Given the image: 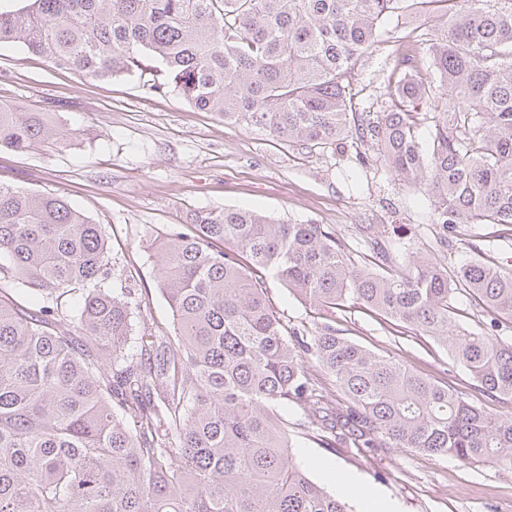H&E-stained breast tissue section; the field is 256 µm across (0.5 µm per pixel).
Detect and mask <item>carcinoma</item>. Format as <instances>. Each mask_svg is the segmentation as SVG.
<instances>
[{"mask_svg": "<svg viewBox=\"0 0 512 512\" xmlns=\"http://www.w3.org/2000/svg\"><path fill=\"white\" fill-rule=\"evenodd\" d=\"M19 2L0 10V45L97 79L149 57L163 66L152 89L226 122L312 151L372 148L433 192L443 248L459 224H512V0H410L439 22L432 77L398 45L374 116L355 107L351 66L401 0ZM75 136L49 112L0 105V148ZM360 232L368 258L326 224L196 211L148 245L167 332L137 325L141 304L102 286L113 275L102 225L61 197L0 185V512H351L295 463L290 407L321 442L512 467V419L352 341L331 317L353 299L409 325L488 397L511 401L512 337L493 331L495 316H512V272L399 265L370 225ZM267 275L319 319L288 325ZM14 281L38 302L18 301ZM463 293L489 331L457 324Z\"/></svg>", "mask_w": 512, "mask_h": 512, "instance_id": "carcinoma-1", "label": "carcinoma"}]
</instances>
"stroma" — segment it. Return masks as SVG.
<instances>
[{"label": "stroma", "instance_id": "stroma-1", "mask_svg": "<svg viewBox=\"0 0 512 512\" xmlns=\"http://www.w3.org/2000/svg\"><path fill=\"white\" fill-rule=\"evenodd\" d=\"M383 29L381 41L353 65L351 88L360 111L376 102L392 76L396 43H423L433 34L431 22L410 7L390 14ZM0 104L52 113L76 130L67 146L24 154L1 148L0 184L53 193L103 225L114 264L108 285L133 291L148 326L167 328L172 314L142 242L204 208L246 207L285 222L326 224L362 253L368 247L358 228L372 224L399 260L419 255L453 268L477 258L512 268V240L499 239L494 224L459 226L447 252H439L434 198L381 163L361 165L352 149L311 152L225 123L177 93L150 90L144 75L92 79L1 45ZM335 317L352 340L465 389L474 405L512 419V403L475 389L469 372L433 339L359 304L337 308ZM288 420L296 462L328 490L336 488L334 473L342 472L383 488L399 512H505L512 505V469L408 449L333 447L296 428V414Z\"/></svg>", "mask_w": 512, "mask_h": 512}]
</instances>
